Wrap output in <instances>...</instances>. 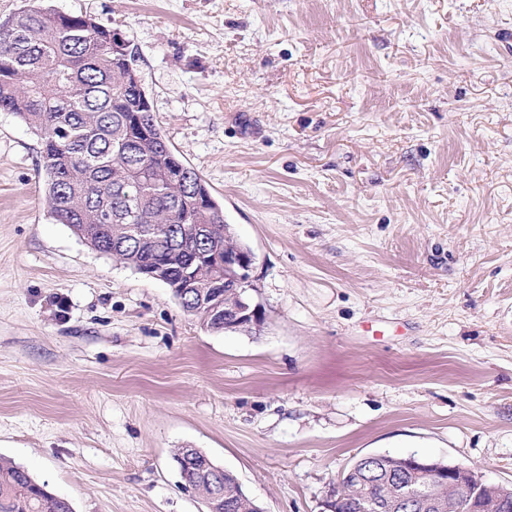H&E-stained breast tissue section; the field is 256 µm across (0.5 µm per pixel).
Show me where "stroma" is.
<instances>
[{"label": "stroma", "mask_w": 512, "mask_h": 512, "mask_svg": "<svg viewBox=\"0 0 512 512\" xmlns=\"http://www.w3.org/2000/svg\"><path fill=\"white\" fill-rule=\"evenodd\" d=\"M120 29L170 148L254 256L214 333L49 215L0 112V457L75 512H266L368 454L512 487V0H39Z\"/></svg>", "instance_id": "stroma-1"}]
</instances>
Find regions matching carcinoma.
Instances as JSON below:
<instances>
[{
    "label": "carcinoma",
    "mask_w": 512,
    "mask_h": 512,
    "mask_svg": "<svg viewBox=\"0 0 512 512\" xmlns=\"http://www.w3.org/2000/svg\"><path fill=\"white\" fill-rule=\"evenodd\" d=\"M129 47L83 15L34 6L0 20V112L15 114L39 138L50 215L93 250L135 269L194 263L210 279L207 301L224 297V268L196 260L193 229L207 230L224 256L223 207L192 167L171 152L150 111L124 83ZM147 132L137 143L127 130ZM395 483L342 478L336 512H360L397 495ZM0 512H73L25 469L0 461Z\"/></svg>",
    "instance_id": "cac0c4a2"
}]
</instances>
